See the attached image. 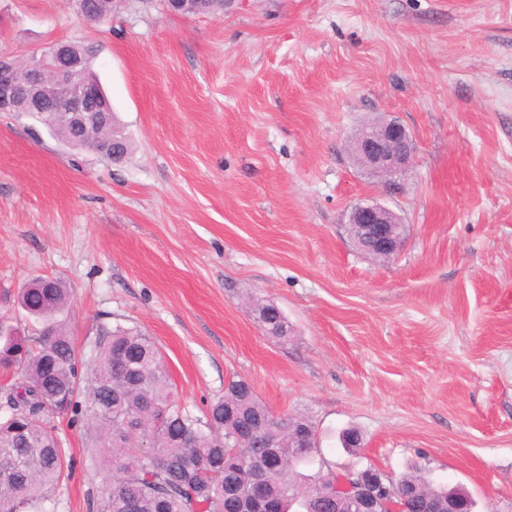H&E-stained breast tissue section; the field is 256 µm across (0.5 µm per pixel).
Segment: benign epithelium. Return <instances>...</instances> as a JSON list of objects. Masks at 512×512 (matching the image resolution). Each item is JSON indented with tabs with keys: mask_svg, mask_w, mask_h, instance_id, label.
<instances>
[{
	"mask_svg": "<svg viewBox=\"0 0 512 512\" xmlns=\"http://www.w3.org/2000/svg\"><path fill=\"white\" fill-rule=\"evenodd\" d=\"M65 100H59L61 89ZM24 95L32 111L52 108L61 113L62 125L81 130L84 140L96 137L107 111L108 98L101 87L84 77L82 58L73 54L71 44L59 42L50 53L31 57L30 73L19 78L11 56L0 55V112L12 111L16 98ZM349 156L355 166L373 177H394L404 173L413 158L412 139L404 125L395 119L376 120L361 126L353 136ZM347 226L366 232L376 253L394 259L403 239L398 234L400 217L389 207L371 200L354 204L347 215ZM328 499L341 502V489L356 512H406L394 491L391 477L370 469L347 468L329 474ZM448 512H473L470 495L460 489L448 491Z\"/></svg>",
	"mask_w": 512,
	"mask_h": 512,
	"instance_id": "7a95c632",
	"label": "benign epithelium"
}]
</instances>
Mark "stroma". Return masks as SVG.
Here are the masks:
<instances>
[{
    "label": "stroma",
    "mask_w": 512,
    "mask_h": 512,
    "mask_svg": "<svg viewBox=\"0 0 512 512\" xmlns=\"http://www.w3.org/2000/svg\"><path fill=\"white\" fill-rule=\"evenodd\" d=\"M56 41L93 48L132 149L113 164L0 112V319L28 326L21 288L59 278L78 358L100 324L134 327L195 415L243 379L309 421L298 482L413 466L512 512V0H230L217 17L128 0L101 24L71 0H0V52ZM379 118L412 136L387 182L347 155ZM364 200L405 223L391 262L345 232ZM54 424L73 471L46 512H89L110 473L81 424ZM275 306L264 301H257L254 303V315L257 323L265 334L276 341L288 344L292 339L290 336V329L287 318L282 314L281 319H278ZM268 321L263 324L262 321ZM263 332V333H264Z\"/></svg>",
    "instance_id": "1"
}]
</instances>
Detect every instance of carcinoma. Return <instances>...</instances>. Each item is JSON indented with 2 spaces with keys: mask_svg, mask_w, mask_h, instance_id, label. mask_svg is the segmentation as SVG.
I'll use <instances>...</instances> for the list:
<instances>
[{
  "mask_svg": "<svg viewBox=\"0 0 512 512\" xmlns=\"http://www.w3.org/2000/svg\"><path fill=\"white\" fill-rule=\"evenodd\" d=\"M85 2L100 22L117 10L112 0ZM32 116L63 144L75 136L60 130L50 109ZM114 141L130 153V139L109 113L99 138L79 149L110 160ZM69 301L61 280L36 278L21 290L19 304L41 325L39 333L0 332V367L19 373L6 393L9 414L0 420V512H37L69 476L70 458L50 426L53 413L90 422L98 463L118 474L92 500L90 512H248L252 476L269 458L281 457L290 471L310 461L296 449L298 421L282 423L244 380L229 381L203 420L178 405L160 349L135 328L100 327L92 360L79 367L71 336L56 320ZM254 315L268 337L283 344L292 339L274 305L257 301ZM415 489L438 499L448 495L407 472L395 480V490L410 512H420ZM263 495L274 512H289L295 499L304 512H336L289 477L267 476Z\"/></svg>",
  "mask_w": 512,
  "mask_h": 512,
  "instance_id": "carcinoma-1",
  "label": "carcinoma"
}]
</instances>
